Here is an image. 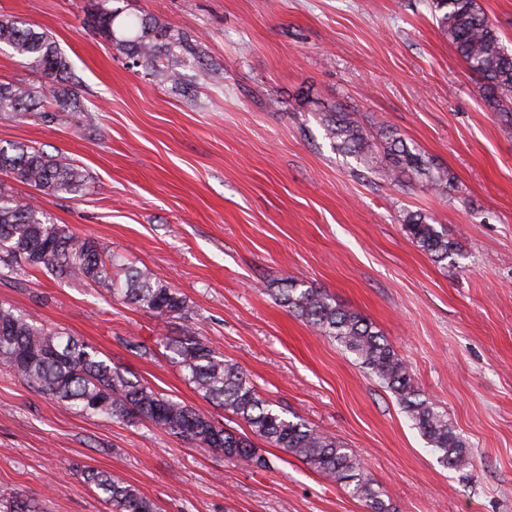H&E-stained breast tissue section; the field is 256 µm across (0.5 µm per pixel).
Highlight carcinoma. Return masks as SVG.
<instances>
[{
  "instance_id": "carcinoma-1",
  "label": "carcinoma",
  "mask_w": 512,
  "mask_h": 512,
  "mask_svg": "<svg viewBox=\"0 0 512 512\" xmlns=\"http://www.w3.org/2000/svg\"><path fill=\"white\" fill-rule=\"evenodd\" d=\"M99 0L91 27L130 60L134 68L174 88L186 84L184 70L194 78L224 83L223 70L206 60L201 45L186 33L148 15L117 23L121 12ZM430 13L443 36L467 68L483 82L487 106L512 122V49L503 43L498 26L478 0H430ZM0 44L36 68L44 83L0 82V117L37 116L51 123L62 112L86 107L70 86L71 63L49 32L14 19H0ZM53 97L55 105H47ZM321 121L337 147L369 161L381 152L389 160L386 178L399 182L414 175L427 186L446 191L452 186L448 170L409 146L396 130L383 124L367 131L353 113L334 107L323 110ZM0 174L28 185L40 194L79 196L86 186L83 170L65 159L28 145L0 148ZM410 240L436 262L456 254L448 233L420 213L405 218ZM56 279L91 281L151 315L185 321L182 333L164 343L170 358L186 372L203 399L240 420L247 431H231L196 408L175 401L144 381L99 357L87 343L56 329L33 323L12 307L0 304V364L27 385L91 417L149 422L228 460L259 468L269 459L258 452L251 436L293 455L311 470L340 484L371 512H394L383 490L365 472L361 459L342 441L295 416L272 408L242 369L202 342L189 321L185 296L146 268L116 262L100 243L76 235L51 221L37 202L17 201L0 192V281L26 270ZM275 299L322 336L335 340L388 389L415 429L438 453L445 467L463 471L473 466L466 442L442 411L415 385L407 366L383 333L363 315L337 304L326 291L297 277L281 279ZM84 480L93 486L108 512H158L157 504L137 488L111 474L89 470ZM0 512H38L23 498L0 499Z\"/></svg>"
}]
</instances>
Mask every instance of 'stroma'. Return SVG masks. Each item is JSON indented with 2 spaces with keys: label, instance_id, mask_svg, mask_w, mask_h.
I'll use <instances>...</instances> for the list:
<instances>
[{
  "label": "stroma",
  "instance_id": "35a3bbf8",
  "mask_svg": "<svg viewBox=\"0 0 512 512\" xmlns=\"http://www.w3.org/2000/svg\"><path fill=\"white\" fill-rule=\"evenodd\" d=\"M97 0H0L50 31L86 109L47 125L0 119V147L77 161L81 196L46 197L54 223L148 268L184 294L199 338L274 409L350 448L395 512H512V124L431 19L427 0H120L200 42L224 72L182 96L85 21ZM340 105L367 131L396 128L454 176L447 192L386 179L384 157L337 151L320 121ZM447 230L432 260L406 215ZM368 318L466 440L472 468L443 467L393 394L336 341L274 299L282 278ZM98 350L156 391L214 415L163 339L183 322L89 281L23 272L0 303ZM149 355H141V348ZM232 462L151 424L77 413L0 365V495L45 512H107L81 472L134 485L160 512H369L284 451Z\"/></svg>",
  "mask_w": 512,
  "mask_h": 512
}]
</instances>
